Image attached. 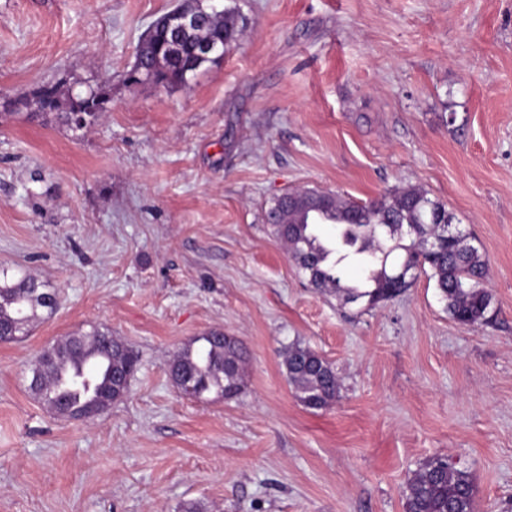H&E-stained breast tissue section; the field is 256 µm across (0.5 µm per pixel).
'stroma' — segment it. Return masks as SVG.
<instances>
[{
	"label": "stroma",
	"mask_w": 512,
	"mask_h": 512,
	"mask_svg": "<svg viewBox=\"0 0 512 512\" xmlns=\"http://www.w3.org/2000/svg\"><path fill=\"white\" fill-rule=\"evenodd\" d=\"M179 0H0V265L59 292L0 344V512H404L444 456L479 512H512V0H223L245 31L184 86L130 83L140 35ZM112 88L71 131L5 113L38 86ZM417 185L488 258L490 322L434 281L378 306L313 288L265 219L307 188L359 201ZM99 326L139 358L91 421L28 388L49 343ZM249 351L232 399L183 396L179 349ZM328 360L320 410L282 367ZM282 364L288 382L306 407L318 410L336 400L340 388L336 372L315 351L301 344H294L285 350Z\"/></svg>",
	"instance_id": "35a3bbf8"
}]
</instances>
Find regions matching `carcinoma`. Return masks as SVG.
Returning a JSON list of instances; mask_svg holds the SVG:
<instances>
[{"label":"carcinoma","mask_w":512,"mask_h":512,"mask_svg":"<svg viewBox=\"0 0 512 512\" xmlns=\"http://www.w3.org/2000/svg\"><path fill=\"white\" fill-rule=\"evenodd\" d=\"M243 34L239 15L226 7L219 16L206 14L195 29L177 37L164 16L146 37L137 53L153 69L150 82L161 87L184 85L201 68L214 64L200 59L196 46L218 38L236 45ZM37 111L31 121L48 122L72 131L86 130L103 117L101 108L112 102L106 82L84 93H65L60 85H41L33 93ZM273 233L288 244L289 252L308 282L322 291L334 292L346 303L359 300L374 307L393 297L395 265L409 267L407 280L424 274L435 280L449 316L462 326L490 320L492 298L483 286L488 259L470 240L443 247L418 262L422 242L443 234V225L454 216L446 205L429 197L426 190L408 186L390 190L370 201L344 198L331 192L305 190L277 198L266 212ZM338 226L336 237L321 238L320 226ZM357 263L367 270L365 283H343L342 266ZM60 306L58 292L42 287L33 276L0 267V325L20 334L29 331L40 313L53 315ZM199 346L178 350L168 364L172 383L186 392L200 386L203 395L236 397L244 387V367L249 357L245 345L234 336L208 332L197 338ZM139 359L112 331L95 327L88 334L69 336L47 346L31 368L29 389L61 416L91 418L105 413L126 394L114 382V372L129 376L138 370ZM288 382L299 400L318 410L329 406L339 393V381L331 364L306 346L294 344L283 356ZM405 512H477L470 473L436 456L425 462L407 482Z\"/></svg>","instance_id":"obj_1"}]
</instances>
